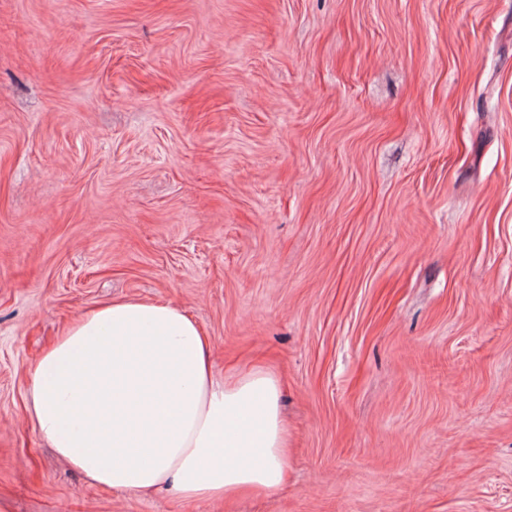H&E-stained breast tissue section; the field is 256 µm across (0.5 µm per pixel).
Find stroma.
<instances>
[{
    "label": "stroma",
    "instance_id": "35a3bbf8",
    "mask_svg": "<svg viewBox=\"0 0 512 512\" xmlns=\"http://www.w3.org/2000/svg\"><path fill=\"white\" fill-rule=\"evenodd\" d=\"M283 382L270 497L88 483L25 416L110 298ZM512 512V0H0V512Z\"/></svg>",
    "mask_w": 512,
    "mask_h": 512
}]
</instances>
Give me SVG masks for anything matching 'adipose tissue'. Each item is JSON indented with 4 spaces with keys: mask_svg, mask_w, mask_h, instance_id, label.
<instances>
[{
    "mask_svg": "<svg viewBox=\"0 0 512 512\" xmlns=\"http://www.w3.org/2000/svg\"><path fill=\"white\" fill-rule=\"evenodd\" d=\"M198 321L171 302L114 300L33 365L26 411L92 483L201 501L276 493L288 473L280 380L219 382Z\"/></svg>",
    "mask_w": 512,
    "mask_h": 512,
    "instance_id": "adipose-tissue-1",
    "label": "adipose tissue"
}]
</instances>
